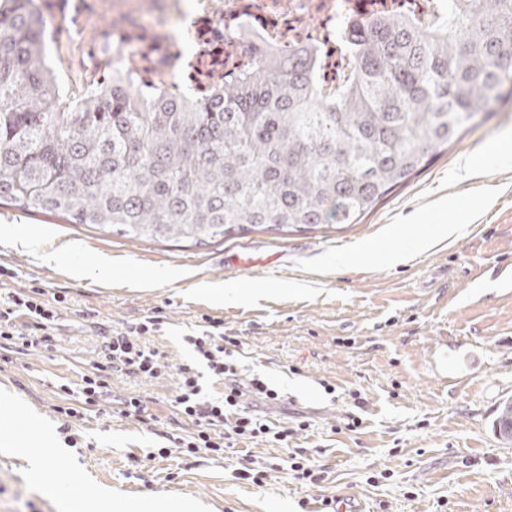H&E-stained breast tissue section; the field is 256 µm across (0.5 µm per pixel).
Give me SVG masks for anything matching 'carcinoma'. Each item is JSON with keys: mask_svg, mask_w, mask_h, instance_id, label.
Wrapping results in <instances>:
<instances>
[{"mask_svg": "<svg viewBox=\"0 0 512 512\" xmlns=\"http://www.w3.org/2000/svg\"><path fill=\"white\" fill-rule=\"evenodd\" d=\"M42 30L33 0H0V207L131 241L357 224L512 96V0L346 21L333 89L305 41L251 51L204 100L145 105L118 76L70 112Z\"/></svg>", "mask_w": 512, "mask_h": 512, "instance_id": "carcinoma-1", "label": "carcinoma"}]
</instances>
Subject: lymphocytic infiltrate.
I'll use <instances>...</instances> for the list:
<instances>
[{"label":"lymphocytic infiltrate","mask_w":512,"mask_h":512,"mask_svg":"<svg viewBox=\"0 0 512 512\" xmlns=\"http://www.w3.org/2000/svg\"><path fill=\"white\" fill-rule=\"evenodd\" d=\"M67 302L65 294H51L37 285L1 299L0 353L51 349L56 323ZM160 323L159 317L149 316L130 330L112 332L80 382L60 384L65 402L56 406L55 411L66 424L76 425L90 414L101 413L113 377L163 378L161 351L143 340L144 335L157 332ZM186 342L192 348L193 358L178 368V391L171 407L191 429L173 438L172 447L192 454L204 451L219 455L229 435L241 439L269 437L274 442L287 443L290 429H272L248 406L252 399L276 403L279 393L260 375L241 380L233 356L238 339L206 330L187 337ZM213 383L222 385L220 396L210 395L209 386Z\"/></svg>","instance_id":"lymphocytic-infiltrate-1"}]
</instances>
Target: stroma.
<instances>
[{
  "label": "stroma",
  "mask_w": 512,
  "mask_h": 512,
  "mask_svg": "<svg viewBox=\"0 0 512 512\" xmlns=\"http://www.w3.org/2000/svg\"><path fill=\"white\" fill-rule=\"evenodd\" d=\"M497 146L512 151V99L492 104L360 223L326 233L255 231L188 247L0 207V266L11 271L0 298L32 283L68 297L51 351L0 361V392L15 399V419L33 414L51 428L57 483L86 481L142 512L174 501L201 512H324L327 499L364 512H512V443L495 429L512 399V281L501 277L512 271V165L492 159ZM421 236L438 243L410 261H382ZM103 254L112 269L100 267ZM155 269L167 279L132 287ZM207 282L266 295L197 294ZM154 315L163 323L147 341L166 355L165 378L112 382L113 395L155 397L153 421L92 417L69 446L57 384L79 381L103 331ZM207 316L241 338L243 376L263 375L279 391L260 411L292 429L287 445L259 437L219 457L157 456L164 432L182 426L169 402L191 357L184 339ZM43 453L36 444L0 451V512H62L59 496L28 476ZM298 453L316 481L295 478L288 461ZM248 468L265 470L262 485L243 478Z\"/></svg>",
  "instance_id": "1"
}]
</instances>
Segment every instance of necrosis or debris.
<instances>
[{
  "label": "necrosis or debris",
  "mask_w": 512,
  "mask_h": 512,
  "mask_svg": "<svg viewBox=\"0 0 512 512\" xmlns=\"http://www.w3.org/2000/svg\"><path fill=\"white\" fill-rule=\"evenodd\" d=\"M35 0L55 72L85 91L120 74L143 99L209 95L212 75L245 47L288 50L312 39L334 51L343 18L368 19L408 6L442 20L447 0Z\"/></svg>",
  "instance_id": "4bbe7bcc"
}]
</instances>
